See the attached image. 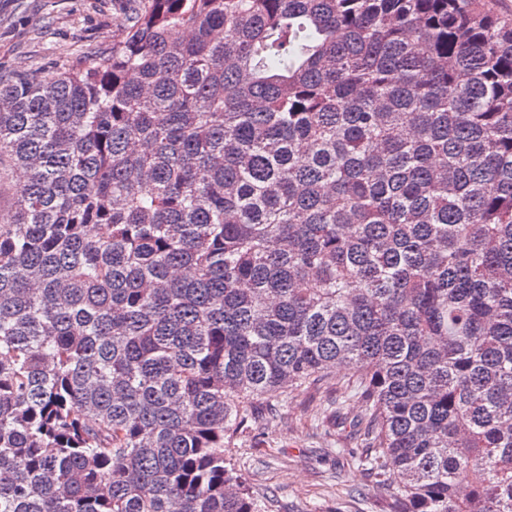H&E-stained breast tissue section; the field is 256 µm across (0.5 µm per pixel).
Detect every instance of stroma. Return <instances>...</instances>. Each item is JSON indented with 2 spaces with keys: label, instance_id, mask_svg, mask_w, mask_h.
Segmentation results:
<instances>
[{
  "label": "stroma",
  "instance_id": "obj_1",
  "mask_svg": "<svg viewBox=\"0 0 512 512\" xmlns=\"http://www.w3.org/2000/svg\"><path fill=\"white\" fill-rule=\"evenodd\" d=\"M120 0H0V74L57 71L87 48L112 44ZM258 408L231 448L238 468L271 497L269 512H384L394 484L377 487L344 450L348 424L327 394L291 388Z\"/></svg>",
  "mask_w": 512,
  "mask_h": 512
}]
</instances>
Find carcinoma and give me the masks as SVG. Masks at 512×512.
<instances>
[{"instance_id":"cac0c4a2","label":"carcinoma","mask_w":512,"mask_h":512,"mask_svg":"<svg viewBox=\"0 0 512 512\" xmlns=\"http://www.w3.org/2000/svg\"><path fill=\"white\" fill-rule=\"evenodd\" d=\"M125 2L0 80V512H267L230 444L331 365L387 512H512V19ZM19 173L5 171L0 177V211L7 213L20 193Z\"/></svg>"}]
</instances>
